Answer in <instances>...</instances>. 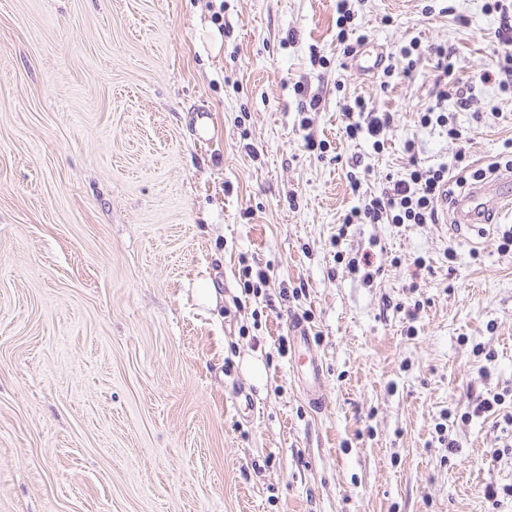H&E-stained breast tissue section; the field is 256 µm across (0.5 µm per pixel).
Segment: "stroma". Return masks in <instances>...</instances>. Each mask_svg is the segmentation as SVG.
Here are the masks:
<instances>
[{
	"instance_id": "stroma-1",
	"label": "stroma",
	"mask_w": 512,
	"mask_h": 512,
	"mask_svg": "<svg viewBox=\"0 0 512 512\" xmlns=\"http://www.w3.org/2000/svg\"><path fill=\"white\" fill-rule=\"evenodd\" d=\"M485 2H352L363 44L454 51L475 98L448 109L454 141L419 123L431 64L358 76L335 0H0V512H512V423L475 410L512 408V216L335 239L352 157L377 191L405 140L484 167L512 137V98L479 80ZM357 96L392 116L383 150L343 132ZM296 313L320 413L279 346Z\"/></svg>"
}]
</instances>
